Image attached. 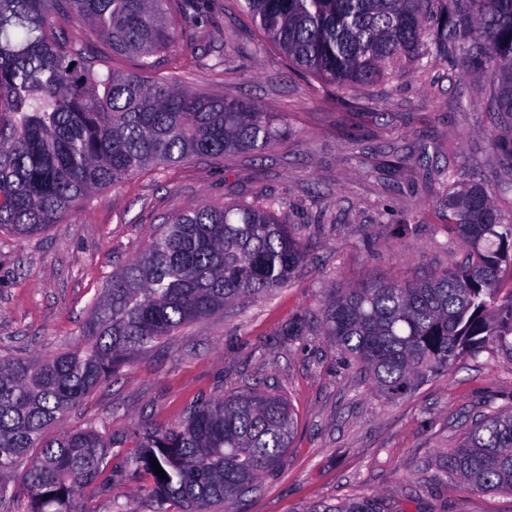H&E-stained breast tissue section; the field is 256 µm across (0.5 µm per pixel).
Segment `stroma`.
Masks as SVG:
<instances>
[{
	"label": "stroma",
	"instance_id": "1",
	"mask_svg": "<svg viewBox=\"0 0 512 512\" xmlns=\"http://www.w3.org/2000/svg\"><path fill=\"white\" fill-rule=\"evenodd\" d=\"M230 37L241 62L201 66L189 90L245 98L280 115L287 135L265 154L231 153L151 167L90 200L46 232H0V357L50 356L79 338L95 297L163 222L201 202L274 198L310 253L283 288L191 324L140 354L75 411L48 429L95 419L121 434L135 422L179 423L195 402L257 388L281 395L297 424L279 466L235 512H298L318 501L367 498L385 512H512V495L478 492L435 478L439 458L467 424L512 407V355L459 358L389 402L325 336L318 309L328 290L379 280L414 282L460 261L463 250L438 203L445 191L426 177L415 149L428 144L437 166L462 168V182L498 190L512 173V121L493 112L484 82L460 66H409L390 79L384 101L371 91L336 101L334 87L297 70L270 43L239 0H217L197 45ZM498 142L490 144L486 133ZM91 512H154L135 482L85 495Z\"/></svg>",
	"mask_w": 512,
	"mask_h": 512
}]
</instances>
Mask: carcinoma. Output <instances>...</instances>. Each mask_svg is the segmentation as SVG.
Returning a JSON list of instances; mask_svg holds the SVG:
<instances>
[{"mask_svg": "<svg viewBox=\"0 0 512 512\" xmlns=\"http://www.w3.org/2000/svg\"><path fill=\"white\" fill-rule=\"evenodd\" d=\"M264 36L341 94L387 80L408 63H460L483 77L493 111L512 115V0H241ZM200 0H0V228L43 232L78 204L152 166L228 152L261 155L288 127L248 99L189 91V61L164 71L152 57L192 39ZM137 59L112 69L111 55ZM242 58L233 41L215 64ZM455 190L440 200L466 261L432 277L350 288L319 308L325 335L394 401L446 375L462 355H512V215L477 181L434 169ZM201 203L174 217L92 304L78 341L49 357L0 359V501L23 512H89L84 491L112 488L109 461L156 512H230L279 464L295 414L280 395L244 389L204 400L175 427L137 423L117 437L106 422L45 431L76 410L137 354L190 324L282 288L306 258L275 208ZM134 450L121 453L127 444ZM157 461L165 477L155 474ZM436 478L512 494V410L471 423ZM302 512H380L367 499Z\"/></svg>", "mask_w": 512, "mask_h": 512, "instance_id": "obj_1", "label": "carcinoma"}]
</instances>
